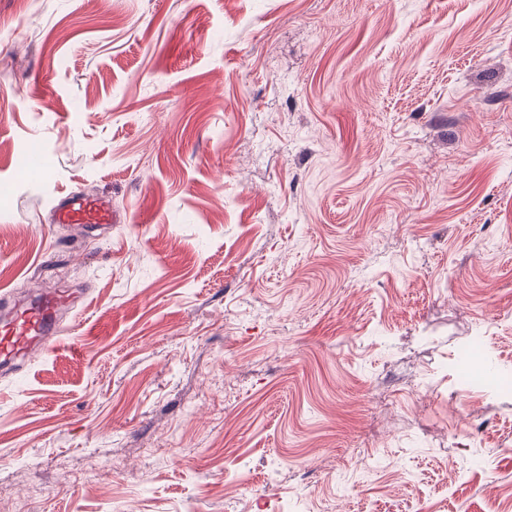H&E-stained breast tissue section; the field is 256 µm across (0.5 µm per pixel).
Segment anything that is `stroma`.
<instances>
[{"label":"stroma","mask_w":512,"mask_h":512,"mask_svg":"<svg viewBox=\"0 0 512 512\" xmlns=\"http://www.w3.org/2000/svg\"><path fill=\"white\" fill-rule=\"evenodd\" d=\"M38 288L89 300L0 374V512H512L457 359L512 377V0H0ZM112 204L100 197L74 190L57 198L54 209L56 224H112L117 223Z\"/></svg>","instance_id":"stroma-1"}]
</instances>
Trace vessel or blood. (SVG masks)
Returning <instances> with one entry per match:
<instances>
[{
	"instance_id": "vessel-or-blood-1",
	"label": "vessel or blood",
	"mask_w": 512,
	"mask_h": 512,
	"mask_svg": "<svg viewBox=\"0 0 512 512\" xmlns=\"http://www.w3.org/2000/svg\"><path fill=\"white\" fill-rule=\"evenodd\" d=\"M58 224H112L116 216L109 201L74 190L57 199ZM71 297L39 293L0 316V366L9 368L48 355L61 341L60 320Z\"/></svg>"
}]
</instances>
